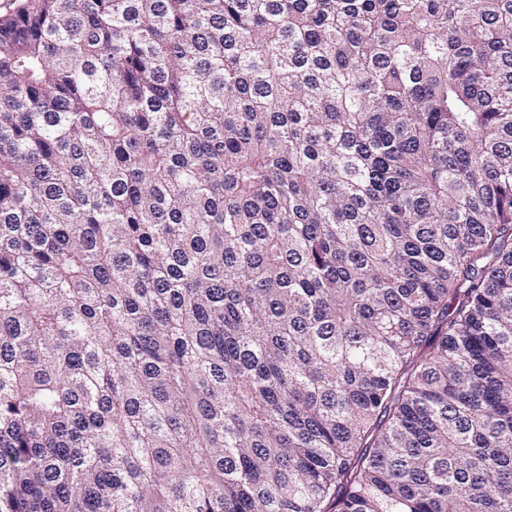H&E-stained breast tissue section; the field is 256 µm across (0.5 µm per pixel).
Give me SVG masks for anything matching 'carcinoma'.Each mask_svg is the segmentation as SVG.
I'll use <instances>...</instances> for the list:
<instances>
[{"mask_svg": "<svg viewBox=\"0 0 512 512\" xmlns=\"http://www.w3.org/2000/svg\"><path fill=\"white\" fill-rule=\"evenodd\" d=\"M0 512H512V0L0 16Z\"/></svg>", "mask_w": 512, "mask_h": 512, "instance_id": "obj_1", "label": "carcinoma"}]
</instances>
